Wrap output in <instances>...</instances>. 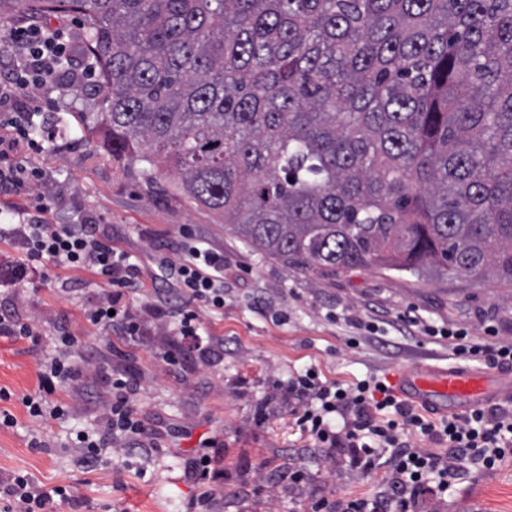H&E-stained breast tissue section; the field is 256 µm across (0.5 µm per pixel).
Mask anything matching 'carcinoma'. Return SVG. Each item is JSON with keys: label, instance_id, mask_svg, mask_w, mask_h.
<instances>
[{"label": "carcinoma", "instance_id": "cac0c4a2", "mask_svg": "<svg viewBox=\"0 0 512 512\" xmlns=\"http://www.w3.org/2000/svg\"><path fill=\"white\" fill-rule=\"evenodd\" d=\"M112 155L316 279L512 286V0H66Z\"/></svg>", "mask_w": 512, "mask_h": 512}]
</instances>
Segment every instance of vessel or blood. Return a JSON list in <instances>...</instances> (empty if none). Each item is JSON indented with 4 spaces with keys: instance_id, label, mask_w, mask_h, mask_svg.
Here are the masks:
<instances>
[{
    "instance_id": "vessel-or-blood-1",
    "label": "vessel or blood",
    "mask_w": 512,
    "mask_h": 512,
    "mask_svg": "<svg viewBox=\"0 0 512 512\" xmlns=\"http://www.w3.org/2000/svg\"><path fill=\"white\" fill-rule=\"evenodd\" d=\"M393 384L397 393L410 403L443 416L512 400L511 379L480 370L442 368L422 361L399 369Z\"/></svg>"
}]
</instances>
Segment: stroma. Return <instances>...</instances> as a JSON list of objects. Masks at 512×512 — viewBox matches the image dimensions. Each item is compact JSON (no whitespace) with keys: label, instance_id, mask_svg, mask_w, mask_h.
<instances>
[{"label":"stroma","instance_id":"obj_1","mask_svg":"<svg viewBox=\"0 0 512 512\" xmlns=\"http://www.w3.org/2000/svg\"><path fill=\"white\" fill-rule=\"evenodd\" d=\"M35 22L62 26L72 48L71 66L83 63L78 48L85 27L75 14L36 8L1 17L0 31ZM52 98V111L33 122L55 124V139L39 153L20 146L16 157L41 171L54 192V222L105 225L113 245L143 268L144 286L130 295L134 305L159 291L170 308L183 305L157 268L159 257L181 255L183 229L224 252V308L205 315L220 355L208 364L192 352L179 355L175 365L160 363V355L179 341L171 326L133 337L93 327L83 309L99 288L86 272L54 270L37 288L0 290V313L19 312L41 332L35 342L0 338V390L6 393L0 410L16 420L10 427L0 425V478L21 474L46 489L66 487L69 498L55 502L56 512H193L203 487L190 468L205 451L224 472L213 488L212 512H305L322 498L378 497L387 488L388 468L367 474L325 467L297 414L280 398V387L311 367L341 382L389 378L420 353L440 367H463L446 344L400 321L409 310L478 336L487 324L512 336V288L496 282L400 277L374 268L315 280L254 252L225 234L207 211L176 196L168 179L147 183L140 163L113 158L104 134L77 121L78 113L102 109L93 85L58 90ZM274 305L286 307L287 323L267 316ZM354 313L378 320L383 334L357 336L346 321ZM60 329L77 339L69 356L77 373L49 395V402L71 407L64 419L53 421L30 416L22 399L38 393L43 363L60 354L55 337ZM352 338L357 344L351 348ZM119 373L134 384L147 436L118 448L103 418ZM81 431L97 432L102 447L112 451L110 459L79 462L73 444ZM296 471L303 472L302 480L293 479ZM435 510L512 512V461L463 476Z\"/></svg>","mask_w":512,"mask_h":512}]
</instances>
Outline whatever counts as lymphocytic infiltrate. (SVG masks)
Masks as SVG:
<instances>
[{
    "label": "lymphocytic infiltrate",
    "instance_id": "lymphocytic-infiltrate-1",
    "mask_svg": "<svg viewBox=\"0 0 512 512\" xmlns=\"http://www.w3.org/2000/svg\"><path fill=\"white\" fill-rule=\"evenodd\" d=\"M12 62L0 81V99H23L25 108L0 119V193L30 192L31 202L18 210L17 222L0 224V240L18 248V259L0 263V288L14 290L34 282L36 267L82 270L93 275L100 291L86 307L88 320L102 331L136 336L148 325L175 319L176 332L199 356L214 347L204 314L224 307V253L194 242L179 258H161L158 267L170 288L185 297L177 311L161 302L133 308L130 289L140 287L143 272L128 253L117 250L96 224H55L49 221L53 195L41 189L36 171L16 162L19 145L35 152L43 144L32 139L30 121L44 110L41 91L55 88L70 53L60 29L31 24L0 38V56ZM421 335L448 343L454 354L487 365L511 368L512 341L475 342L468 329L435 325L410 317ZM74 368L64 354L50 358L41 376V393L23 398L31 416L59 420L68 410L49 405L47 393L66 384ZM113 400L105 428L119 439H140L146 432L132 400L129 380L112 381ZM282 395L320 448L324 460L343 459L350 467L372 472L387 457L395 479L390 497L393 512H415L421 497L444 499L463 473L495 469L512 459V410L477 409L464 415L428 418L405 404L377 377L350 385L321 379L317 369L289 379ZM66 490H44L24 475L0 480V512H49L54 497Z\"/></svg>",
    "mask_w": 512,
    "mask_h": 512
}]
</instances>
